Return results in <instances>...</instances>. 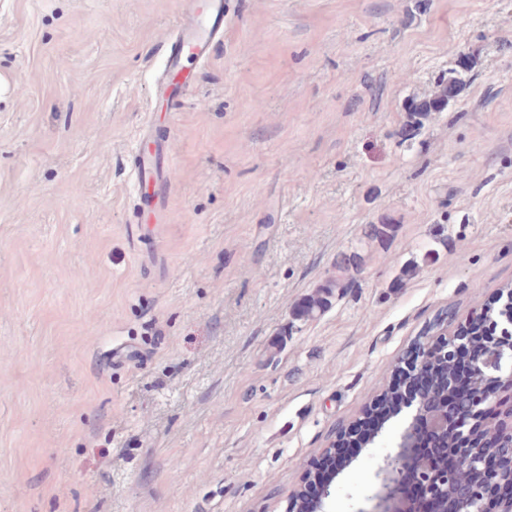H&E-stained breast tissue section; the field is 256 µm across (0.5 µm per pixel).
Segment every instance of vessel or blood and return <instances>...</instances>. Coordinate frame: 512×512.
Instances as JSON below:
<instances>
[{
	"label": "vessel or blood",
	"mask_w": 512,
	"mask_h": 512,
	"mask_svg": "<svg viewBox=\"0 0 512 512\" xmlns=\"http://www.w3.org/2000/svg\"><path fill=\"white\" fill-rule=\"evenodd\" d=\"M178 26L163 46L165 69L153 86L154 98L173 99L186 95L190 81L182 80L187 62L209 60L211 48L224 35V0H181ZM168 147L160 142L135 155L133 176L136 183L148 189L141 195V209L154 220H162L170 192Z\"/></svg>",
	"instance_id": "b4317fda"
}]
</instances>
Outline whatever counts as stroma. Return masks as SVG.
<instances>
[{
	"label": "stroma",
	"instance_id": "stroma-1",
	"mask_svg": "<svg viewBox=\"0 0 512 512\" xmlns=\"http://www.w3.org/2000/svg\"><path fill=\"white\" fill-rule=\"evenodd\" d=\"M178 12L0 0V512H284L439 312L512 287V0H226L157 104ZM169 148L154 142L135 155L133 176L136 183L151 186L152 193L140 196L141 209L150 214L156 224L164 217L170 192V167L168 165Z\"/></svg>",
	"mask_w": 512,
	"mask_h": 512
}]
</instances>
